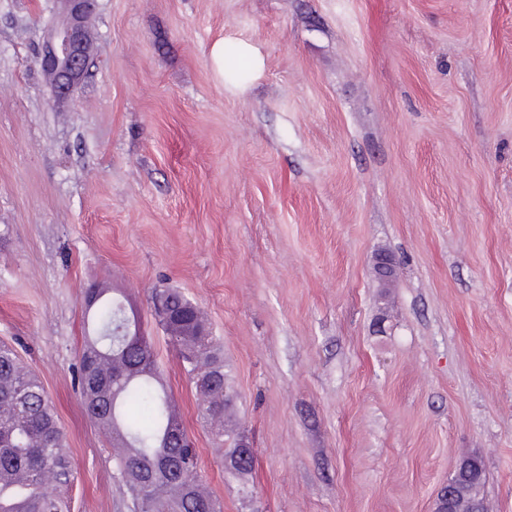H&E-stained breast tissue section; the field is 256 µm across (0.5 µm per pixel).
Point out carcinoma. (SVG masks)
<instances>
[{
  "label": "carcinoma",
  "mask_w": 512,
  "mask_h": 512,
  "mask_svg": "<svg viewBox=\"0 0 512 512\" xmlns=\"http://www.w3.org/2000/svg\"><path fill=\"white\" fill-rule=\"evenodd\" d=\"M97 303L85 311L90 319L77 368L88 418L112 440L118 472L137 512H221L197 472L194 449L181 448L170 436L181 420L151 350L135 349L129 333L142 328L128 312L127 300L110 288H93ZM178 317L163 332L177 349L192 383L203 376L198 413L212 434L231 439L224 471L244 477L253 456L243 457L239 434L224 429V416L236 394L224 382L221 345L209 332L202 312L180 292L155 295ZM72 470L66 441L54 407L38 377L25 369L17 351L0 344V512H69L43 486H66Z\"/></svg>",
  "instance_id": "carcinoma-1"
}]
</instances>
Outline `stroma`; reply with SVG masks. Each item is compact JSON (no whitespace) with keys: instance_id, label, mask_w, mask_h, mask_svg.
Instances as JSON below:
<instances>
[{"instance_id":"stroma-1","label":"stroma","mask_w":512,"mask_h":512,"mask_svg":"<svg viewBox=\"0 0 512 512\" xmlns=\"http://www.w3.org/2000/svg\"><path fill=\"white\" fill-rule=\"evenodd\" d=\"M52 106L59 0H0V342L69 448L71 512H133L74 384L84 290L127 295L223 512H433L482 459L512 512V0H98ZM262 72L217 77L210 47ZM379 252L397 262L389 287ZM224 348L249 491L152 315ZM65 23L54 28L38 55L40 70L50 78L52 101L66 104L86 78L92 63V46L86 22L95 12L97 0H59ZM234 48V53H229V48ZM210 58L217 75L224 79L226 70L233 67L241 60H246L252 72L259 73L263 60L258 49L247 41L221 38L210 47Z\"/></svg>"}]
</instances>
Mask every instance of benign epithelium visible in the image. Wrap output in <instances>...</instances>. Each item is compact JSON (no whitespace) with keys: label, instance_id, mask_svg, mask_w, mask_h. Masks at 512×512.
<instances>
[{"label":"benign epithelium","instance_id":"7a95c632","mask_svg":"<svg viewBox=\"0 0 512 512\" xmlns=\"http://www.w3.org/2000/svg\"><path fill=\"white\" fill-rule=\"evenodd\" d=\"M66 13L65 23L54 28L38 55L40 70L50 78L52 101L65 104L72 99L75 89L86 78L92 63V46L86 22L95 12L97 0H59ZM395 271V258L379 253L373 259V273L377 280L390 281ZM475 460L460 461L448 476L435 501V512H486L485 501L475 496L467 474Z\"/></svg>","mask_w":512,"mask_h":512}]
</instances>
